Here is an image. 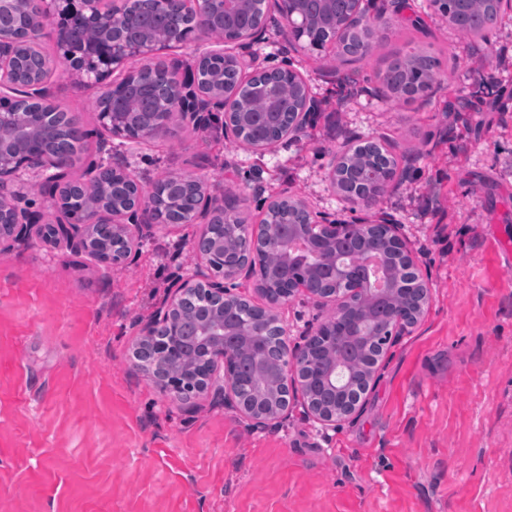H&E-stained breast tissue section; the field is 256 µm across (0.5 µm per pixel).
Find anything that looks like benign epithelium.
I'll list each match as a JSON object with an SVG mask.
<instances>
[{
    "label": "benign epithelium",
    "mask_w": 512,
    "mask_h": 512,
    "mask_svg": "<svg viewBox=\"0 0 512 512\" xmlns=\"http://www.w3.org/2000/svg\"><path fill=\"white\" fill-rule=\"evenodd\" d=\"M334 3L335 0H318L320 14L336 24L338 35L332 43L320 46L309 39L312 25L308 0H274L273 13L267 9L266 0H236L232 9L225 0H161L163 9L170 14H190L192 24L172 34L138 39L128 36L134 19L122 8V0H25L26 7L14 15V21L24 32V40H18L10 29L0 25V132L12 129L17 134L15 139L0 144V255L11 251L18 243L31 241L33 229L41 221V214L28 209L20 211L14 204V182L26 172L43 176L46 195L63 214L54 228V239L64 242L77 254H90L89 232L93 225L110 224L112 233L124 244L121 255H112V264H123L138 252L144 232L162 226L153 201L155 188H144L127 167L102 158L89 160L79 185L92 192L101 183L102 174L110 171L112 182L124 187L132 198L131 203L112 210L101 208L79 214L71 213L64 205L63 187L72 185V158L35 148L26 139V133L42 128L59 113L47 85V60H42L37 67L24 64L25 57L39 54L41 40L49 39L60 48L68 76L83 84L103 86L97 136L104 150L112 146L114 139L131 143L164 136L173 121L186 127H206L219 112L224 113V135L233 139L241 137L245 123L260 120L261 114L255 112L253 106L235 102V96L224 88V78L209 87L202 84L199 69L214 54L204 53L190 65L169 57L170 51L191 40L209 41L219 28H236V37L230 42L238 46L239 52L226 56L230 66L243 76L282 73L288 76L289 89L294 95L291 122L285 134L274 142L254 140L253 148L265 153L284 141H299L318 111V102L308 80L290 64L284 61L270 66L258 61L252 47L261 35L273 26L281 39L296 50L335 54L345 51L354 34L372 31L380 37L387 36L389 22L403 16L405 8L402 0H392L389 14L387 9L377 7L376 0H351L350 8L338 14ZM81 28L94 30L99 36L80 42L76 33ZM133 59L150 62L161 59L171 77L169 112L160 120L136 123L118 103L124 84L145 71L142 67L126 73V66ZM117 71L122 72L123 77L108 81ZM21 96L35 106V111L17 109ZM180 179L193 184L198 191V206L182 220L184 224L203 227L193 242L198 263L158 310L140 323L130 367L149 375L162 393L176 401L191 404L200 396H211L231 404L255 424L266 427L288 415L296 393L306 392L312 381L308 369L318 356L325 364L320 381L340 393V400L331 408L315 405L306 398L308 413L325 430L355 415L374 382L376 365L367 367L361 379H355V367L346 358L336 355V337L326 327L305 337L304 343L289 346L287 330L278 312L297 295L319 303L330 299L336 302L334 312L340 316L354 306H364L367 294L346 257L335 252L329 257L317 254L310 259L299 253L306 249V239L310 237L341 248L358 237L369 236L372 225L339 223L314 211L298 197L284 196L282 201L305 213L306 236L298 235L285 221L282 230L273 232L260 224L243 223L238 211L228 205L226 192L219 187L187 175ZM383 193L378 186H368L356 193L354 204L361 210L375 211ZM377 223L384 230L386 242L411 275L417 311L410 315L396 309L379 327L358 321L356 326L362 332L345 337L347 342L361 341L362 333L369 328L374 336L405 335L428 302L427 284L399 227L384 214L378 217ZM269 255H276L287 264L283 282L271 284L266 278H260V291L271 321L264 331L236 336L224 329V313H237L241 319H246L250 300L242 292L239 280L254 276V258L262 260ZM327 273L345 284L344 297H328L319 287V280ZM198 294L204 295L206 310H215V317L201 323V340L187 356L179 348L181 323L176 314L186 301Z\"/></svg>",
    "instance_id": "obj_1"
}]
</instances>
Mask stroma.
<instances>
[{"label":"stroma","instance_id":"35a3bbf8","mask_svg":"<svg viewBox=\"0 0 512 512\" xmlns=\"http://www.w3.org/2000/svg\"><path fill=\"white\" fill-rule=\"evenodd\" d=\"M410 2L416 45L440 51L428 96H378L379 54L340 84L326 54L286 50L270 30L259 60L289 61L319 103L300 141L260 154L227 144L216 121L122 149L146 183L175 172L231 190L253 223L283 191L350 221L333 157L385 140L398 165L381 209L429 301L388 346L359 412L325 430L297 404L258 428L130 369L138 323L194 270L199 225L154 228L114 267L36 239L0 256V512H512V63L480 69L489 52L512 60V13L462 40L429 0ZM50 82L91 132L77 176L98 155L99 91L61 68ZM332 308L294 297L289 340Z\"/></svg>","mask_w":512,"mask_h":512}]
</instances>
